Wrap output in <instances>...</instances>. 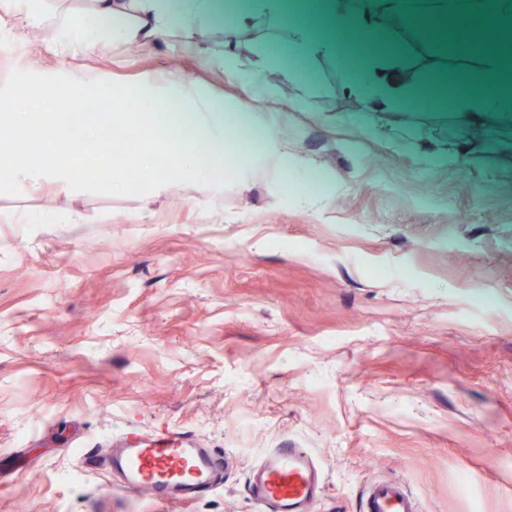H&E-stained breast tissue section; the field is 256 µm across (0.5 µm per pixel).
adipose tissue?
Returning <instances> with one entry per match:
<instances>
[{"instance_id":"ef3b65f1","label":"adipose tissue","mask_w":512,"mask_h":512,"mask_svg":"<svg viewBox=\"0 0 512 512\" xmlns=\"http://www.w3.org/2000/svg\"><path fill=\"white\" fill-rule=\"evenodd\" d=\"M95 26L87 39V50L106 44L139 43L148 48L177 27L188 28L200 22H223L226 46H233L240 31L259 23L278 20L285 0H240L230 18H223L221 0H93ZM327 33L315 35L304 24L289 27L280 51L257 54L249 63L251 74L278 73L280 81L296 85L297 102L305 104L311 82L306 67L314 61L332 56L341 73L345 91L361 99L367 110L397 113L411 108L414 99L407 93L393 92L389 84L388 63L398 62L399 47H392L388 61L374 60L353 69L348 65L345 37L356 33L376 44H388L386 20L404 28L419 16H426L437 27L479 28L489 33L484 43L460 45L461 54L473 52L491 56L493 50L504 52L503 64L485 67L484 90L466 93L472 80L469 71L456 70L454 89L448 102L461 120L475 123L484 114L495 112L512 115V0H317ZM112 117L123 120L128 110H135L148 120L155 134L176 133L182 148L176 168L200 173L198 147L208 145L212 155L224 154V131L235 126L255 136H263L266 115L250 111H227L222 104L211 102L199 109L181 93L158 99L146 90L116 89L111 95Z\"/></svg>"}]
</instances>
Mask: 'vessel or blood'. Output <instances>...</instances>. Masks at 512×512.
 Wrapping results in <instances>:
<instances>
[{"mask_svg": "<svg viewBox=\"0 0 512 512\" xmlns=\"http://www.w3.org/2000/svg\"><path fill=\"white\" fill-rule=\"evenodd\" d=\"M87 468L108 467L121 489L155 502L188 504L208 497L221 483L222 456L198 447L182 433H128L111 454L90 449ZM248 491L257 512H314L323 475L309 449L275 448L255 465ZM359 512H421L420 501L401 479L375 483L360 499Z\"/></svg>", "mask_w": 512, "mask_h": 512, "instance_id": "obj_1", "label": "vessel or blood"}]
</instances>
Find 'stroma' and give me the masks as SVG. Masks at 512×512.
Instances as JSON below:
<instances>
[{"label":"stroma","instance_id":"35a3bbf8","mask_svg":"<svg viewBox=\"0 0 512 512\" xmlns=\"http://www.w3.org/2000/svg\"><path fill=\"white\" fill-rule=\"evenodd\" d=\"M40 10L23 37L0 19L9 70L250 104L324 183L300 202L249 140L226 178L0 194V512H254L251 469L287 445L325 474L317 512H359L381 478L405 480L422 512H512V120L473 141L438 87L479 75L481 55L393 30L415 103L372 133L334 60L313 64L299 111L294 86L270 104L226 71L223 24L87 58L59 53L58 27L82 28L91 0ZM292 22L326 28L293 0L277 29L237 40L239 62ZM131 431L193 436L227 458L222 486L190 505L110 488L82 455Z\"/></svg>","mask_w":512,"mask_h":512}]
</instances>
